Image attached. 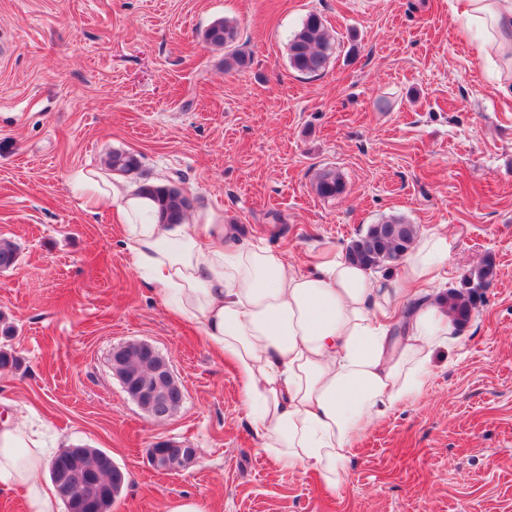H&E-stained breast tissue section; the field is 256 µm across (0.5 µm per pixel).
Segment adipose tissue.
<instances>
[{
    "instance_id": "1",
    "label": "adipose tissue",
    "mask_w": 512,
    "mask_h": 512,
    "mask_svg": "<svg viewBox=\"0 0 512 512\" xmlns=\"http://www.w3.org/2000/svg\"><path fill=\"white\" fill-rule=\"evenodd\" d=\"M452 8L464 29L481 30L477 57L499 61L498 87L512 96V0H453ZM71 179L86 212L113 201L139 276L234 365L262 449L313 471L329 492L344 485L358 436L420 392L435 354L454 341L435 289L448 278L444 234L419 236L391 282L334 255L291 270L270 248L241 243L238 224H165L148 195L99 170ZM47 464L26 427L0 421V492H19L25 512H60Z\"/></svg>"
}]
</instances>
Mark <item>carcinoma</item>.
Instances as JSON below:
<instances>
[{"instance_id": "1", "label": "carcinoma", "mask_w": 512, "mask_h": 512, "mask_svg": "<svg viewBox=\"0 0 512 512\" xmlns=\"http://www.w3.org/2000/svg\"><path fill=\"white\" fill-rule=\"evenodd\" d=\"M238 37L234 22L226 19L214 21L203 33V39L215 48L227 50L224 54V70H238L247 67L249 60L232 49ZM334 41L322 18L309 14L288 42V62L291 68L304 75L322 73L331 58ZM108 165L112 170L124 174L137 171L140 162L136 155L114 151ZM345 189L339 174L333 170L317 173L314 182L316 194L322 198H332ZM138 190L149 193L158 206L162 220L168 224H180L193 207L187 195L171 180L165 184L143 183ZM418 230L401 217H390L371 224L365 233L354 239L347 248L346 258L364 268L375 270L389 262L401 260L411 249ZM18 251L9 242H0V269L15 265ZM496 275V263L492 256L482 261L463 276L458 286L448 289V306L458 328H464L471 320L474 311L482 304L479 289L487 286ZM103 450L88 448L82 466L71 475L75 487H83L89 476L95 475L101 482L108 481L111 473L103 470Z\"/></svg>"}]
</instances>
